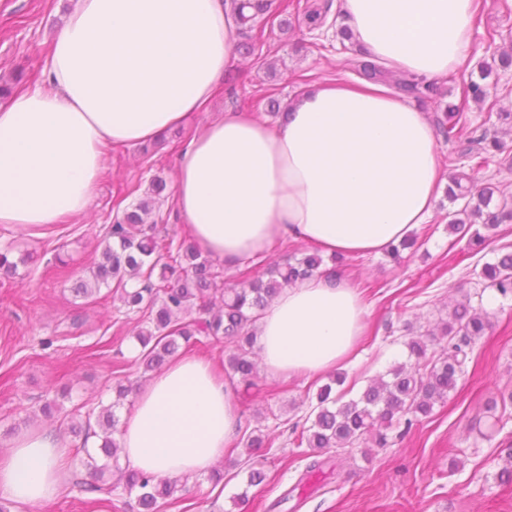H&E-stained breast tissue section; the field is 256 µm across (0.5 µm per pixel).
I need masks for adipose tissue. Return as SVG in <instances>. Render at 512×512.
<instances>
[{"label": "adipose tissue", "instance_id": "obj_1", "mask_svg": "<svg viewBox=\"0 0 512 512\" xmlns=\"http://www.w3.org/2000/svg\"><path fill=\"white\" fill-rule=\"evenodd\" d=\"M475 0H340L355 44L428 79L471 64ZM238 16L224 0H76L44 67L47 88L0 102V224L37 231L92 207L106 145L135 146L208 106L234 55ZM448 181L434 128L383 84H314L282 130L225 110L178 157L175 209L203 253L233 269L274 240L328 255L380 254L433 215ZM366 309L348 278L285 287L257 323L274 379L344 363ZM238 435L233 388L210 363L173 360L138 394L119 443L160 478L208 471ZM63 446L20 434L0 458V498L48 505Z\"/></svg>", "mask_w": 512, "mask_h": 512}]
</instances>
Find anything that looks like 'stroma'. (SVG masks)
Instances as JSON below:
<instances>
[{"label": "stroma", "mask_w": 512, "mask_h": 512, "mask_svg": "<svg viewBox=\"0 0 512 512\" xmlns=\"http://www.w3.org/2000/svg\"><path fill=\"white\" fill-rule=\"evenodd\" d=\"M326 0H271L272 27L264 34L245 30L242 50L228 65L224 81L206 111L193 113L165 135L162 147L108 146L105 168L91 208L95 223L67 217L35 235L0 224V247L13 244L26 259L14 279H0V457L22 432L43 427V398L65 410L85 401L110 404L116 359L123 379L136 389L145 380L132 353L134 314L112 297L72 292L87 276L120 206L143 198L152 176L174 184L177 154L226 109L271 120V101L290 103L308 84L336 78L357 82L351 50L336 36L346 19L330 10L322 25L308 15ZM69 0H0V82L13 91L43 86L44 59L64 25ZM473 61L492 59L512 45V11L487 0L471 33ZM505 154H493L479 170L497 195H512V134L496 129ZM452 205L439 197L431 220L416 229L418 250L401 261L387 255L351 257L343 273L359 290L367 309L365 330L342 368L344 390L361 393L370 379L407 358L409 333L440 326L463 296L478 297L475 271L512 247V224L500 225L483 247L448 232ZM492 328L473 346L457 389L408 434L390 428L393 444L312 454L282 434L273 447L247 452L225 449L224 498L215 500L207 474L182 478L175 502L162 512H512V488L498 472L512 448V408L489 411L492 401L512 390V298H496L489 309ZM50 348H43V341ZM327 375L287 381L258 378L255 386L234 383L240 428L283 426L305 419ZM63 436L65 478L58 498L42 512H131L123 497L93 504L73 487L82 472L69 421L54 420ZM265 471L259 486L248 470Z\"/></svg>", "instance_id": "obj_1"}]
</instances>
